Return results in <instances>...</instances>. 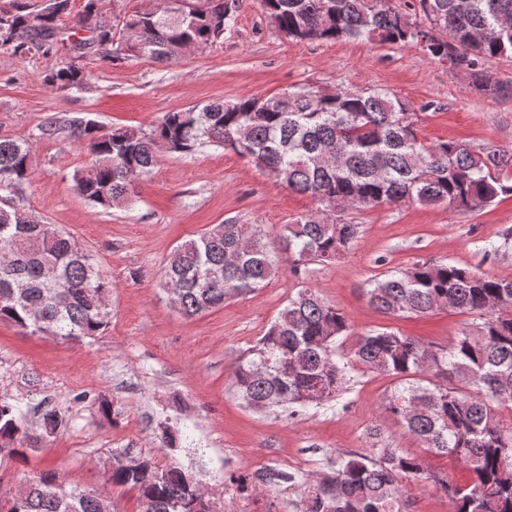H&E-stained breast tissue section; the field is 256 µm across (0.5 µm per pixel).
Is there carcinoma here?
I'll list each match as a JSON object with an SVG mask.
<instances>
[{"instance_id": "cac0c4a2", "label": "carcinoma", "mask_w": 512, "mask_h": 512, "mask_svg": "<svg viewBox=\"0 0 512 512\" xmlns=\"http://www.w3.org/2000/svg\"><path fill=\"white\" fill-rule=\"evenodd\" d=\"M178 13L137 12L119 31L99 20L97 31L70 45L81 57L92 51L171 61L169 46L210 44L232 16L224 0H184ZM276 27L295 42L313 34L324 41L362 40L418 48L421 36L441 27L445 37L424 55L462 69L474 88L494 97L512 93L485 73L494 59H512V0H262ZM70 0H48L38 13L21 0L0 6V39L10 51L50 50ZM116 49H110L113 43ZM89 75L72 63L45 81L59 88L84 85ZM417 113L383 86L327 92L299 84L267 98L243 95L165 113L148 133L120 127L102 134L95 123L55 117L42 128L66 129L94 157L74 174L86 200L105 209L129 207L138 181L161 150L191 155L206 146L245 158L268 179L309 195L323 209L305 214L269 238L258 224L227 220L177 246L161 271L163 283L181 285L178 313L193 318L224 300L264 287L288 263L296 281L287 305L239 362L233 386L253 409L283 406L290 416L338 399L352 373L362 370L395 380L385 409L403 435L433 452L455 456L471 480L461 486L433 477L453 512H512V427L500 419L512 409V279L451 262H415L368 283V303L383 314L425 315L450 310L472 317L450 346L439 348L389 328L365 331L342 356L350 335L345 314L310 284L311 266L345 258L362 225L334 216L340 202L364 207L419 203L450 212H472L512 196V149L466 141L427 143L418 137ZM33 168L25 141L0 140V321L33 334L82 339L108 324L111 284L71 237L37 222L20 203L21 185ZM55 268L57 279L44 276ZM23 280L28 287L13 288ZM41 435L30 432L15 406L0 399V454L21 457ZM384 435L369 432L368 453L336 456L321 477L265 471L256 480L287 481L299 490L295 512H406L401 479L425 477L421 460L396 446L375 448ZM112 486L133 490L141 512H198L194 477L142 458L131 472L117 457L108 464ZM99 493L66 487L54 471L24 477L0 512H99Z\"/></svg>"}]
</instances>
